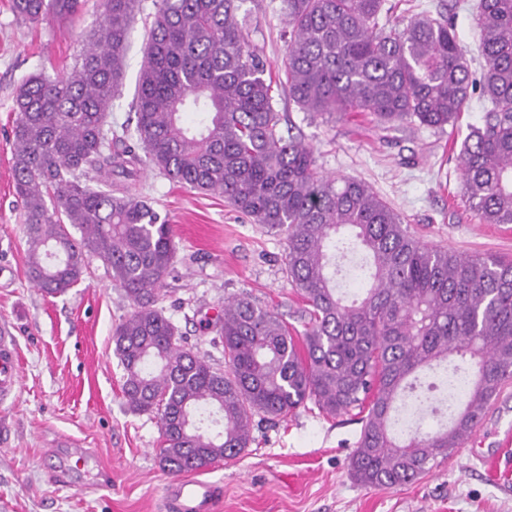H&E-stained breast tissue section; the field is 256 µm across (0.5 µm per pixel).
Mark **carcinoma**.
<instances>
[{
  "label": "carcinoma",
  "mask_w": 512,
  "mask_h": 512,
  "mask_svg": "<svg viewBox=\"0 0 512 512\" xmlns=\"http://www.w3.org/2000/svg\"><path fill=\"white\" fill-rule=\"evenodd\" d=\"M138 3L103 0L104 20L72 72L33 73L17 91L12 169L30 280L61 295L95 257L124 291L131 312L113 334L123 394L132 412L158 418L168 472L232 460L249 447L255 414L283 418L310 401L326 415L362 414L350 457L358 483L416 481L462 447L512 383V261L430 246L369 184L324 173L274 92L303 112L361 113L383 130L453 126L480 94L482 123L459 153L461 193L481 223L512 224V0H479L478 74L450 13L401 24L385 0H281L288 40L276 83L243 33L238 0H155L133 112L118 132L109 118ZM82 4L13 0V9L37 23L72 18ZM188 112L201 118L190 124ZM146 167L220 194L284 237L287 280L305 303L302 344L246 295L211 322L225 370L180 344L159 307L176 244L139 195ZM90 172L101 176L94 185ZM357 252L363 264L351 275L368 286L347 303L336 272ZM425 368L444 370L443 384L464 376L462 400L448 404V425L398 435V407L429 400L415 393Z\"/></svg>",
  "instance_id": "1"
}]
</instances>
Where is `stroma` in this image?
<instances>
[{
  "instance_id": "35a3bbf8",
  "label": "stroma",
  "mask_w": 512,
  "mask_h": 512,
  "mask_svg": "<svg viewBox=\"0 0 512 512\" xmlns=\"http://www.w3.org/2000/svg\"><path fill=\"white\" fill-rule=\"evenodd\" d=\"M477 0H388L395 19L422 9L454 6L467 57L479 44L472 20ZM243 30L262 50L270 73L281 67L285 24L280 0H240ZM155 13L142 0L130 30L123 86L111 122L120 128L132 110L142 50ZM103 20L102 0H86L72 24L46 18L32 25L0 0V319L16 328L20 389L0 416V512H165L176 475L158 457V419L125 404L124 371L113 333L131 311L101 261H87L85 278L50 296L27 273L24 210L12 176L10 132L18 86L31 73L56 78L71 70ZM313 146L326 172L369 183L397 209L422 241L463 255L512 258V224H483L461 195L459 153L467 127L484 109L471 99L457 126L383 130L370 117H312L280 100ZM140 193L172 226L177 253L161 306L184 345L224 368L204 316L225 298L248 294L300 326L302 302L285 273V241L234 210L222 196L180 186L143 170ZM362 424L301 407L270 420L255 416L252 441L235 459L197 471L217 493L209 512H512V490L488 476L481 457L496 453L512 470V384L486 409L475 435L413 483L367 488L352 477L349 460ZM84 453L75 462L69 453Z\"/></svg>"
}]
</instances>
